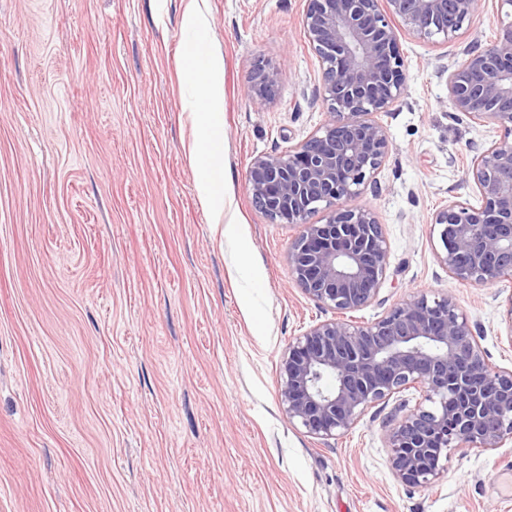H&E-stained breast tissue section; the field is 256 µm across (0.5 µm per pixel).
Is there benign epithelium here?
<instances>
[{"mask_svg": "<svg viewBox=\"0 0 512 512\" xmlns=\"http://www.w3.org/2000/svg\"><path fill=\"white\" fill-rule=\"evenodd\" d=\"M302 24L322 64L323 125L276 156L256 158L248 190L273 224L299 228L288 252L291 275L318 305L340 314L378 298L389 252L374 212L347 201L367 186L389 151L376 119L401 102L405 62L393 22L413 37L448 41L484 0H306ZM278 73L259 64L251 89L265 97ZM454 111L490 119L503 138L467 170L479 205L453 200L437 210L440 264L462 283L512 280V24L474 49L448 76ZM326 212L325 222L309 217ZM414 388L415 407L390 421L394 475L426 486L444 472L448 450L488 451L512 442V371L488 361L453 296L417 293L368 326L336 318L288 344L279 397L291 421L334 439L369 406Z\"/></svg>", "mask_w": 512, "mask_h": 512, "instance_id": "7a95c632", "label": "benign epithelium"}]
</instances>
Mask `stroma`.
<instances>
[{
    "instance_id": "1",
    "label": "stroma",
    "mask_w": 512,
    "mask_h": 512,
    "mask_svg": "<svg viewBox=\"0 0 512 512\" xmlns=\"http://www.w3.org/2000/svg\"><path fill=\"white\" fill-rule=\"evenodd\" d=\"M224 60L221 237L193 190L176 54L183 0H0V512H512V443L448 453L425 487L396 479L370 407L330 440L278 396L288 343L335 311L293 280L298 233L253 205L252 162L325 121L306 0H207ZM512 23L486 0L457 38L398 32L406 88L380 114L372 209L389 263L368 325L451 293L489 362L512 370V281L449 278L433 213L473 195L500 138L454 112L448 75ZM278 72L251 91L256 65Z\"/></svg>"
}]
</instances>
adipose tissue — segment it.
I'll return each instance as SVG.
<instances>
[{
    "label": "adipose tissue",
    "instance_id": "ef3b65f1",
    "mask_svg": "<svg viewBox=\"0 0 512 512\" xmlns=\"http://www.w3.org/2000/svg\"><path fill=\"white\" fill-rule=\"evenodd\" d=\"M205 0H185L186 34L177 66L184 75L194 129L191 161L196 199L216 229L224 227V98L222 64L211 48Z\"/></svg>",
    "mask_w": 512,
    "mask_h": 512
}]
</instances>
